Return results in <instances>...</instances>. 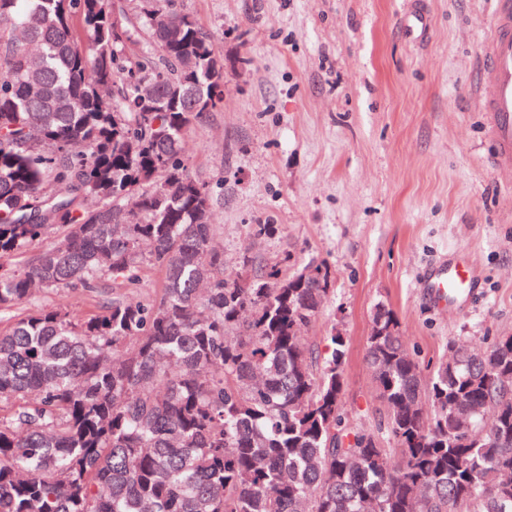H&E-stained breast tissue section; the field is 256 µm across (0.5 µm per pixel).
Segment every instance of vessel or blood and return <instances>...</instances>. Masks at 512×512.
I'll list each match as a JSON object with an SVG mask.
<instances>
[{"label": "vessel or blood", "instance_id": "obj_1", "mask_svg": "<svg viewBox=\"0 0 512 512\" xmlns=\"http://www.w3.org/2000/svg\"><path fill=\"white\" fill-rule=\"evenodd\" d=\"M491 35L481 47L482 80L488 88L480 100L485 130L494 152L493 166H512V0H494ZM432 303L463 310L474 291V275L464 265H435L423 278Z\"/></svg>", "mask_w": 512, "mask_h": 512}]
</instances>
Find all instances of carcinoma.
<instances>
[{
  "label": "carcinoma",
  "mask_w": 512,
  "mask_h": 512,
  "mask_svg": "<svg viewBox=\"0 0 512 512\" xmlns=\"http://www.w3.org/2000/svg\"><path fill=\"white\" fill-rule=\"evenodd\" d=\"M172 2L120 34L110 0H0V312L37 286L164 273L147 303L0 332V512H512V336L455 341L425 373L378 306L366 358L387 423L351 429L346 336L304 342L329 265L288 251L224 270L218 194L180 154L224 71Z\"/></svg>",
  "instance_id": "1"
}]
</instances>
